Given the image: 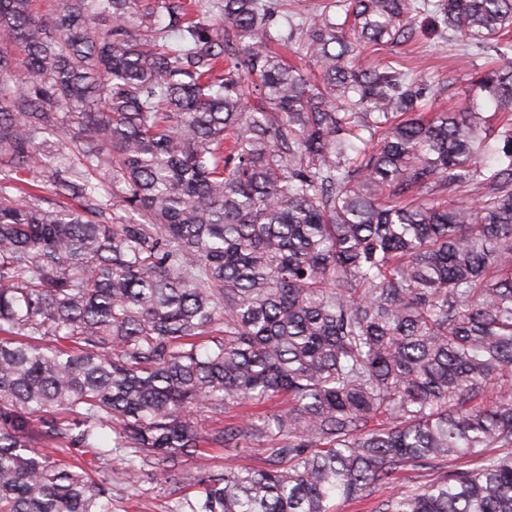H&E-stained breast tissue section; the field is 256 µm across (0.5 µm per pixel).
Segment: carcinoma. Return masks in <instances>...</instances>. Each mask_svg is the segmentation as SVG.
<instances>
[{"label":"carcinoma","mask_w":512,"mask_h":512,"mask_svg":"<svg viewBox=\"0 0 512 512\" xmlns=\"http://www.w3.org/2000/svg\"><path fill=\"white\" fill-rule=\"evenodd\" d=\"M287 5L0 0V512H111L112 479L240 444L263 465L169 512H338L451 456L479 466L378 512H512V0ZM423 11L495 42L460 109L364 56Z\"/></svg>","instance_id":"carcinoma-1"}]
</instances>
